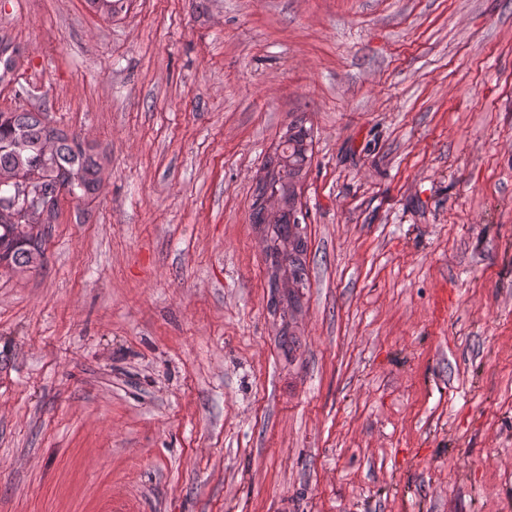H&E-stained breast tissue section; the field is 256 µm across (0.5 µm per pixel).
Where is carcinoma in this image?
Returning a JSON list of instances; mask_svg holds the SVG:
<instances>
[{"mask_svg":"<svg viewBox=\"0 0 512 512\" xmlns=\"http://www.w3.org/2000/svg\"><path fill=\"white\" fill-rule=\"evenodd\" d=\"M89 3L108 19L124 8V0ZM16 68V51L0 44V83H13ZM288 130V153L294 157V163H303L305 156L298 147L311 139V129L298 119L290 123ZM101 169L89 148L76 137L47 124L41 113L23 107L0 109V172L13 173L30 186L29 194L23 196L15 187L0 184V263L15 271L34 266L44 254L43 245L51 225L56 223L60 191L78 201L88 199L97 190ZM28 205L46 210L49 215L36 242L23 231ZM295 230L296 224L287 213L280 223L267 226V261L273 270L305 280L307 249L291 246Z\"/></svg>","mask_w":512,"mask_h":512,"instance_id":"1","label":"carcinoma"}]
</instances>
